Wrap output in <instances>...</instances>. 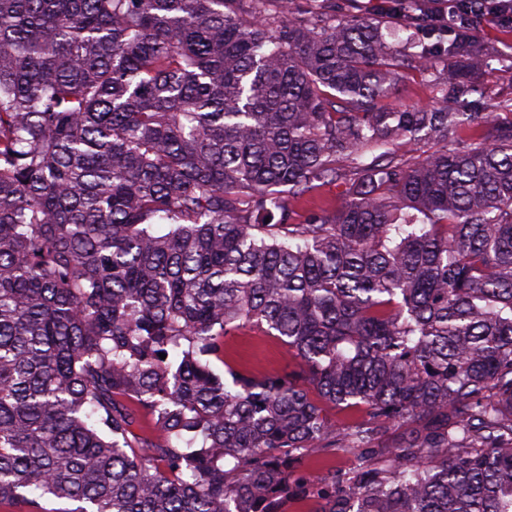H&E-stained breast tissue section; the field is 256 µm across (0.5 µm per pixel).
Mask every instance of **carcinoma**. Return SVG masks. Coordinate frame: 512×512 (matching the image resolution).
I'll list each match as a JSON object with an SVG mask.
<instances>
[{
    "label": "carcinoma",
    "instance_id": "carcinoma-1",
    "mask_svg": "<svg viewBox=\"0 0 512 512\" xmlns=\"http://www.w3.org/2000/svg\"><path fill=\"white\" fill-rule=\"evenodd\" d=\"M422 22L0 0V506L512 512V105L468 111L493 49L410 54ZM245 330L288 372L224 360ZM398 100L401 103H415L423 107L434 105V92L431 75H421L417 71L402 66L398 69ZM344 187L336 185L315 186L310 193L305 196V200L298 204L297 208L300 214L313 205H330L339 207L342 203ZM351 456L342 451H330L312 456L307 462L305 472L308 475H317L328 468L346 469L349 467Z\"/></svg>",
    "mask_w": 512,
    "mask_h": 512
}]
</instances>
